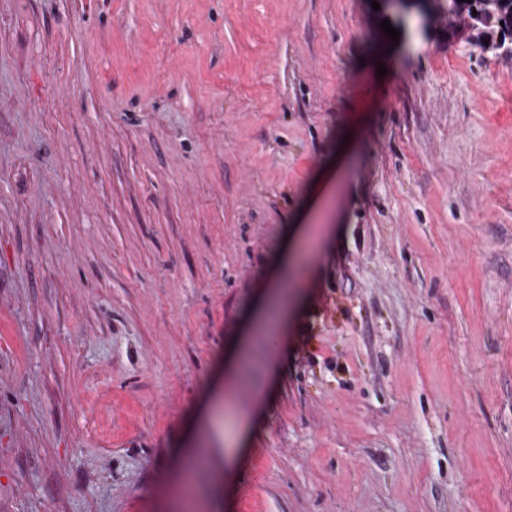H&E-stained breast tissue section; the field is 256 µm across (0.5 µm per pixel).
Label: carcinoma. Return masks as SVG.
I'll list each match as a JSON object with an SVG mask.
<instances>
[{
  "mask_svg": "<svg viewBox=\"0 0 512 512\" xmlns=\"http://www.w3.org/2000/svg\"><path fill=\"white\" fill-rule=\"evenodd\" d=\"M425 15L464 16L454 30L465 43L492 55L512 56V0H423Z\"/></svg>",
  "mask_w": 512,
  "mask_h": 512,
  "instance_id": "obj_1",
  "label": "carcinoma"
}]
</instances>
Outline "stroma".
<instances>
[{"mask_svg": "<svg viewBox=\"0 0 512 512\" xmlns=\"http://www.w3.org/2000/svg\"><path fill=\"white\" fill-rule=\"evenodd\" d=\"M380 23L0 0V512H512V59Z\"/></svg>", "mask_w": 512, "mask_h": 512, "instance_id": "stroma-1", "label": "stroma"}]
</instances>
